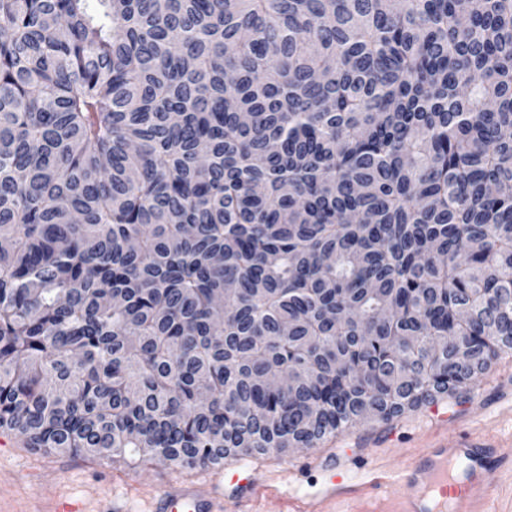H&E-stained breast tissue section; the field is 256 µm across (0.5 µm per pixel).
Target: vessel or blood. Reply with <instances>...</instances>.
I'll return each mask as SVG.
<instances>
[{
	"label": "vessel or blood",
	"mask_w": 512,
	"mask_h": 512,
	"mask_svg": "<svg viewBox=\"0 0 512 512\" xmlns=\"http://www.w3.org/2000/svg\"><path fill=\"white\" fill-rule=\"evenodd\" d=\"M512 463V448H493L460 440L456 445L440 441L424 449L418 458L393 467L368 464L361 479L341 472L336 458L323 461L330 473L328 482L310 500L294 489L290 468L267 476L262 484L247 487L250 501L276 499L286 502L289 512H324L327 502L340 503V512H357L358 505L389 489L399 491L395 512H481L487 498L489 472ZM152 512H215L210 498L192 485H178L165 491Z\"/></svg>",
	"instance_id": "obj_1"
}]
</instances>
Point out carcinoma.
Returning a JSON list of instances; mask_svg holds the SVG:
<instances>
[{"label": "carcinoma", "instance_id": "carcinoma-1", "mask_svg": "<svg viewBox=\"0 0 512 512\" xmlns=\"http://www.w3.org/2000/svg\"><path fill=\"white\" fill-rule=\"evenodd\" d=\"M512 350V0H0V430L222 466Z\"/></svg>", "mask_w": 512, "mask_h": 512}]
</instances>
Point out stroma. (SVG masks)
<instances>
[{
  "instance_id": "35a3bbf8",
  "label": "stroma",
  "mask_w": 512,
  "mask_h": 512,
  "mask_svg": "<svg viewBox=\"0 0 512 512\" xmlns=\"http://www.w3.org/2000/svg\"><path fill=\"white\" fill-rule=\"evenodd\" d=\"M471 439L512 448V350L501 352L466 401L443 399L406 412L387 423H361L314 448H296L284 462L298 469L300 491L315 493L326 480L312 465L316 452L349 449L347 466L361 460L402 463L418 456L441 437ZM214 470L182 468L161 462L138 467L83 454L47 453L25 447L17 433L0 432V512H112L113 503L144 512L153 495L170 479L195 477L209 483Z\"/></svg>"
}]
</instances>
